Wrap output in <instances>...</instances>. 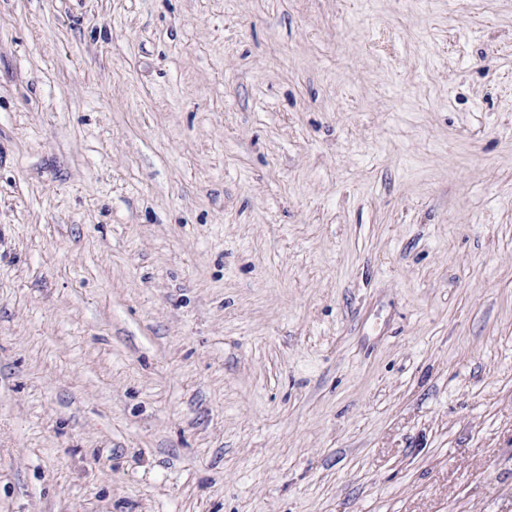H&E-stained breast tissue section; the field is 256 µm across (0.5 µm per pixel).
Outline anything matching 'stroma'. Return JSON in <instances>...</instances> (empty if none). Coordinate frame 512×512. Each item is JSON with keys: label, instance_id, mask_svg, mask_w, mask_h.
<instances>
[{"label": "stroma", "instance_id": "35a3bbf8", "mask_svg": "<svg viewBox=\"0 0 512 512\" xmlns=\"http://www.w3.org/2000/svg\"><path fill=\"white\" fill-rule=\"evenodd\" d=\"M0 512H512V0H0Z\"/></svg>", "mask_w": 512, "mask_h": 512}]
</instances>
